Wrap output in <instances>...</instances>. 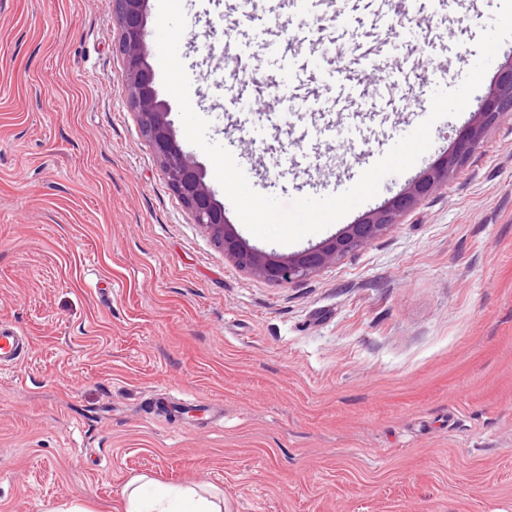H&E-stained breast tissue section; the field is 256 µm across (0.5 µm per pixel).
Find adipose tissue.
Masks as SVG:
<instances>
[{
  "mask_svg": "<svg viewBox=\"0 0 512 512\" xmlns=\"http://www.w3.org/2000/svg\"><path fill=\"white\" fill-rule=\"evenodd\" d=\"M124 512H224L221 496H204L191 486L158 483L141 475L129 481L123 492Z\"/></svg>",
  "mask_w": 512,
  "mask_h": 512,
  "instance_id": "obj_1",
  "label": "adipose tissue"
}]
</instances>
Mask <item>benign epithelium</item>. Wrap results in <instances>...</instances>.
Segmentation results:
<instances>
[{
    "mask_svg": "<svg viewBox=\"0 0 512 512\" xmlns=\"http://www.w3.org/2000/svg\"><path fill=\"white\" fill-rule=\"evenodd\" d=\"M107 5L121 28L120 49L126 63L128 98L138 114L144 136L162 162L169 186L188 206L195 223L209 230L214 245L224 252V257L251 275L270 282L300 281L386 232L422 198L448 182V177L472 155L486 130L512 114L511 62L500 69L474 121L459 133L452 151L409 189L364 220L347 225L339 235L318 247L287 256L266 253L246 246L228 231L222 206L204 182L199 167L176 142L170 111L158 100L146 65L147 0H108Z\"/></svg>",
    "mask_w": 512,
    "mask_h": 512,
    "instance_id": "1",
    "label": "benign epithelium"
}]
</instances>
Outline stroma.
<instances>
[{"label":"stroma","instance_id":"stroma-1","mask_svg":"<svg viewBox=\"0 0 512 512\" xmlns=\"http://www.w3.org/2000/svg\"><path fill=\"white\" fill-rule=\"evenodd\" d=\"M225 0H183L180 57L194 110L254 190L283 201L339 193L372 153L412 132L439 87H458L501 0H371L318 16L339 57L308 66L313 103L329 73L377 113H311L275 98L281 72L248 82ZM107 0H0V322L31 352L0 371V512H123L149 475L218 490L224 512H512V117L398 224L293 283L225 259L170 188L126 93ZM370 57L349 65L350 45ZM415 65L406 91L372 65ZM176 140L234 231L290 255L321 245L408 189L481 105L432 128L429 150L377 196L289 245L258 239L190 144ZM220 407L181 425L157 396Z\"/></svg>","mask_w":512,"mask_h":512}]
</instances>
